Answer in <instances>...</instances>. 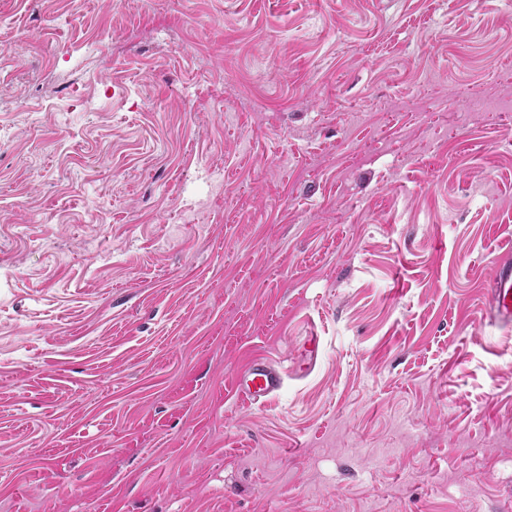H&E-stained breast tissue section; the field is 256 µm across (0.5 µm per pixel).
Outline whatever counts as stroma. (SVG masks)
Returning <instances> with one entry per match:
<instances>
[{
    "instance_id": "obj_1",
    "label": "stroma",
    "mask_w": 512,
    "mask_h": 512,
    "mask_svg": "<svg viewBox=\"0 0 512 512\" xmlns=\"http://www.w3.org/2000/svg\"><path fill=\"white\" fill-rule=\"evenodd\" d=\"M510 250L512 0H0V512H512ZM491 304L496 318L506 324H512V259L504 255L498 262L496 275L491 289ZM284 377L279 368L268 361L254 360L234 383V392L241 402L263 403L283 386Z\"/></svg>"
}]
</instances>
